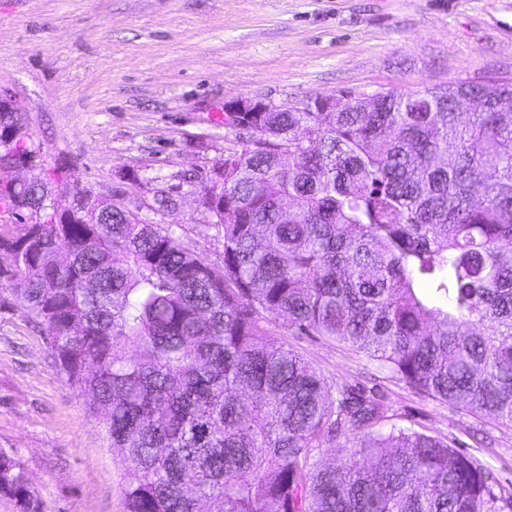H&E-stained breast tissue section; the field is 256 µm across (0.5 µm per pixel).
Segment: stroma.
<instances>
[{
	"instance_id": "35a3bbf8",
	"label": "stroma",
	"mask_w": 512,
	"mask_h": 512,
	"mask_svg": "<svg viewBox=\"0 0 512 512\" xmlns=\"http://www.w3.org/2000/svg\"><path fill=\"white\" fill-rule=\"evenodd\" d=\"M466 78L512 81V0H0V86L42 171L69 167L59 196L89 189L172 225L214 265L223 247L202 192L249 138L225 124L226 101L287 109ZM164 191L174 205L159 214ZM272 330L330 382L374 391L397 424L471 454L512 488V424L419 395L285 319ZM0 450L47 512H125L119 452L14 300L0 304Z\"/></svg>"
}]
</instances>
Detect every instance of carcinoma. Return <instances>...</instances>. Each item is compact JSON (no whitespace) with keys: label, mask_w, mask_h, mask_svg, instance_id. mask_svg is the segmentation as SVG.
I'll use <instances>...</instances> for the list:
<instances>
[{"label":"carcinoma","mask_w":512,"mask_h":512,"mask_svg":"<svg viewBox=\"0 0 512 512\" xmlns=\"http://www.w3.org/2000/svg\"><path fill=\"white\" fill-rule=\"evenodd\" d=\"M512 96L473 80L247 112L211 228L223 265L124 208L61 211L52 181L0 182V294L44 327L65 382L126 466V512H505L478 459L329 383L270 325L352 347L408 388L512 422ZM0 112V160L38 167ZM65 250L72 261L60 263ZM132 354H127V350ZM339 464L319 461L340 438ZM0 494L46 512L0 451Z\"/></svg>","instance_id":"obj_1"}]
</instances>
